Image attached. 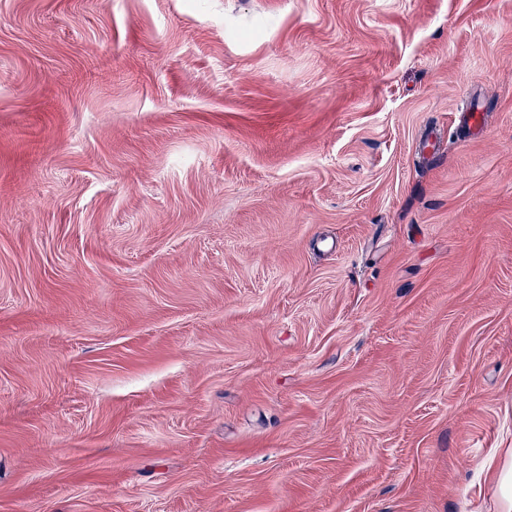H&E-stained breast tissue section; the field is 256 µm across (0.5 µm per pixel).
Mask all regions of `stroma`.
Masks as SVG:
<instances>
[{"label":"stroma","instance_id":"1","mask_svg":"<svg viewBox=\"0 0 512 512\" xmlns=\"http://www.w3.org/2000/svg\"><path fill=\"white\" fill-rule=\"evenodd\" d=\"M496 448L512 0H0V512H499Z\"/></svg>","mask_w":512,"mask_h":512}]
</instances>
